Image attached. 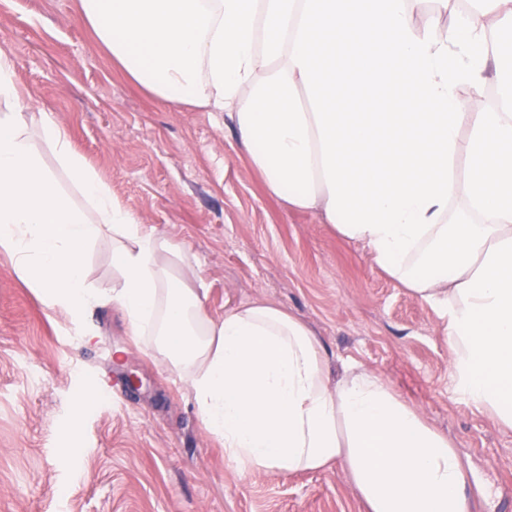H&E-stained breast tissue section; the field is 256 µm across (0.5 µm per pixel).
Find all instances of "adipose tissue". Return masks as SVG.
Returning <instances> with one entry per match:
<instances>
[{
	"instance_id": "adipose-tissue-1",
	"label": "adipose tissue",
	"mask_w": 512,
	"mask_h": 512,
	"mask_svg": "<svg viewBox=\"0 0 512 512\" xmlns=\"http://www.w3.org/2000/svg\"><path fill=\"white\" fill-rule=\"evenodd\" d=\"M81 4L134 83L172 106L226 113L269 191L434 309L452 377L512 428V51L498 41L512 0ZM21 102L1 51L0 252L47 305L75 323L101 303L120 310L185 382L241 474L336 462L368 512H468L454 443L387 379L359 366L332 374L310 326L270 303L210 317L187 252L139 224L49 116L31 138ZM41 142L92 214L60 192ZM106 228L104 293L85 260Z\"/></svg>"
}]
</instances>
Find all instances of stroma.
Instances as JSON below:
<instances>
[{
	"mask_svg": "<svg viewBox=\"0 0 512 512\" xmlns=\"http://www.w3.org/2000/svg\"><path fill=\"white\" fill-rule=\"evenodd\" d=\"M1 50L28 128L49 113L114 198L189 254L212 318L264 300L307 321L332 371L350 363L381 374L448 435L469 472V512L512 506V429L452 378L438 314L331 225L272 195L224 113L172 107L133 83L84 23L80 0H0ZM118 348L127 354L116 364ZM84 388L98 396L78 413ZM0 512L365 509L336 463L241 476L187 386L135 343L117 309L93 308L76 325L0 252Z\"/></svg>",
	"mask_w": 512,
	"mask_h": 512,
	"instance_id": "obj_1",
	"label": "stroma"
}]
</instances>
